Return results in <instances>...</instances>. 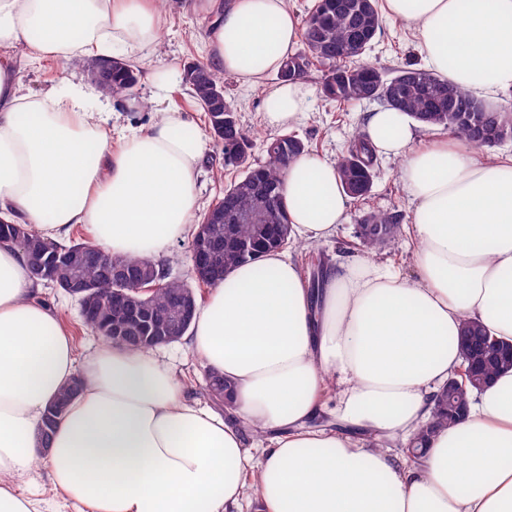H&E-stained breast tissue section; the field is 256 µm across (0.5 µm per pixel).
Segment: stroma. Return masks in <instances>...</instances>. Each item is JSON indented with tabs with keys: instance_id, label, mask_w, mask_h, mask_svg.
Here are the masks:
<instances>
[{
	"instance_id": "obj_1",
	"label": "stroma",
	"mask_w": 512,
	"mask_h": 512,
	"mask_svg": "<svg viewBox=\"0 0 512 512\" xmlns=\"http://www.w3.org/2000/svg\"><path fill=\"white\" fill-rule=\"evenodd\" d=\"M168 24L163 33L158 52L153 59L154 66H174L184 69L192 62L209 63L206 38L212 22L211 16L195 11L191 0H169L167 5ZM417 38L412 29L404 24L384 20L383 29L367 61L378 68L391 69L405 64L421 65L422 60L416 49ZM16 66L25 90L42 93L61 83L96 87L93 77L99 65L95 58H77L71 61L44 60L30 62L16 58ZM224 93L237 109L240 124L253 138L251 161L265 163L267 155L262 141L270 130L263 122L261 95L248 88L231 75H223ZM310 91L311 110L300 123L289 126V133L297 135L308 146L309 155L329 161H338L346 154L355 135L363 131L364 121L369 112L378 110L375 102H360L339 107L323 97L319 78L307 79ZM154 88L147 79L146 69H139L138 82L128 93L118 96L102 91L101 96L109 103L106 124L112 127L144 128L156 117L152 104ZM238 168L225 165L223 147L217 141H210L198 182L200 209L214 205L224 194V188L238 178ZM409 196L403 180V165L397 158H378L370 192L366 198L348 202V221L338 225L335 234L328 240L314 244L304 251L289 246L288 252L301 267L303 274H311L318 263L341 264L367 259L393 267L406 276H414V246L407 233H400L380 247L368 251L358 238V220L373 212H398L408 214ZM40 298L57 307L71 332L78 358H85L104 347L103 341L85 326L78 301L52 285H43ZM154 356L165 364L174 375L187 386L186 397L200 406L223 413L225 419L235 420L234 411L225 409L223 403L214 401L206 393V367L194 355L185 342L178 341L154 348ZM16 485L38 490L41 512H86L82 504L65 500L54 492L49 484L46 471L40 464H32L22 476L16 477Z\"/></svg>"
}]
</instances>
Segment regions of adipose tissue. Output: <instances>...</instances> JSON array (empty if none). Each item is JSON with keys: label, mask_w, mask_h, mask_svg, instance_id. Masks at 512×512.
<instances>
[{"label": "adipose tissue", "mask_w": 512, "mask_h": 512, "mask_svg": "<svg viewBox=\"0 0 512 512\" xmlns=\"http://www.w3.org/2000/svg\"><path fill=\"white\" fill-rule=\"evenodd\" d=\"M165 3L0 0V221L54 243L80 225L107 251L154 261L191 238L202 130L164 110L113 147L102 102L66 83L23 92L12 56L151 60ZM193 7L213 13L209 55L260 91L266 127L310 112L303 81L267 82L300 34L287 0ZM384 11L415 31L429 69L474 99L495 104L512 89V0H384ZM365 133L376 155L403 163L416 275L358 261L312 289L279 250L231 270L184 340L233 382L237 426L189 403L148 353L115 344L78 360L27 257L0 245V512H37L9 483L36 461L90 512H232L251 464L263 512H512V371L419 459L384 447L430 421L462 362L464 320L512 341V157L445 136L420 146L418 124L395 108L372 112ZM283 193L294 241L327 240L348 220L333 162L298 156ZM76 376L82 391L43 438L48 404ZM326 412L335 428H312ZM246 425L268 437L255 462Z\"/></svg>", "instance_id": "1"}]
</instances>
